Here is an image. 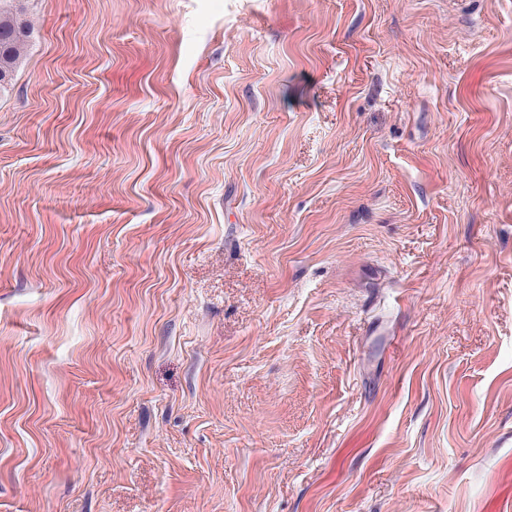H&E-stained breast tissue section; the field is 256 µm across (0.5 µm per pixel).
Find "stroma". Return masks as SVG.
I'll list each match as a JSON object with an SVG mask.
<instances>
[{
    "label": "stroma",
    "instance_id": "35a3bbf8",
    "mask_svg": "<svg viewBox=\"0 0 512 512\" xmlns=\"http://www.w3.org/2000/svg\"><path fill=\"white\" fill-rule=\"evenodd\" d=\"M32 20L0 512H512V0Z\"/></svg>",
    "mask_w": 512,
    "mask_h": 512
}]
</instances>
